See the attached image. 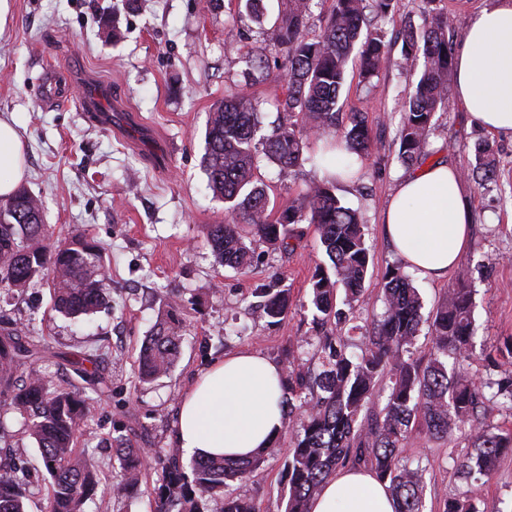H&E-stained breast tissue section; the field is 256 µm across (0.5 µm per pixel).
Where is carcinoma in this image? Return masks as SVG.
Instances as JSON below:
<instances>
[{"mask_svg":"<svg viewBox=\"0 0 512 512\" xmlns=\"http://www.w3.org/2000/svg\"><path fill=\"white\" fill-rule=\"evenodd\" d=\"M380 14L393 8L394 0H333L321 33L305 37L311 0H287L271 40L281 51L276 67L287 78V92L277 100V120L268 135L264 115L240 90H230L210 112L204 169L208 186L225 204L222 224L207 227V240L220 265L238 271L248 268L252 244L262 242L288 252L295 226L315 225L328 264L318 265L310 280L314 319L323 324L339 316L336 298L344 289L345 302L357 300L364 288L372 258L362 217L336 196V176L314 182L277 215L268 210L266 186L256 176L259 154L291 171L317 156H304L311 139H336L356 162H363L372 147L362 112L347 114L345 125H336L342 108L340 94L351 56L359 61L365 87L376 88L377 77L390 57L385 35L369 28V3ZM429 5L425 25L403 33L406 55L420 53L422 70L401 108L398 158L406 165L426 159L425 147L433 130L435 112L450 107L448 79L453 71L452 43L448 30L453 21L444 10ZM265 48L248 52V78L259 82L268 75ZM487 141L474 147L475 162L465 175L483 185L495 180L496 166ZM45 224L41 200L24 186L14 189L0 208V286L25 288L37 280L52 286L53 309L65 316H90L106 304L108 272L103 249L88 233L75 231L65 240L52 241ZM264 314L274 322L288 314V289L258 288ZM385 312L365 337L361 353L349 351V337L336 330L323 344L322 370L314 376L317 391L303 395L309 373L308 360L299 351L288 355V415L302 416V432L289 449L286 470L289 495L285 512H308V503L336 468L353 462L386 481L397 502L396 512H423L422 469L403 461V448L420 429L435 439L451 440L454 429L475 422L478 409L497 402L512 409V378L494 383L474 382L468 375L448 369L444 358L471 350L476 335L472 292L468 274L461 270L448 294L427 317L430 347L416 358L411 352L422 322V301L399 265L384 276ZM181 308L174 298L152 334L142 345L135 377L150 383L168 374L181 351ZM46 343L27 341L18 330L0 332V405L19 414L41 453L51 477V494L43 512H83L84 501L97 490L104 497H124L140 486L145 457L125 438L116 440L122 469L117 482L104 481L98 460L77 451L78 432L93 398L106 380L100 369L89 371L74 361L81 383L56 384L32 365L47 357ZM389 384L383 385L384 378ZM388 390L385 403L374 398ZM473 452L461 465L468 477L489 478L501 456L512 451V432L475 429ZM275 450L270 446L248 460L224 457L195 459L186 474L176 450L168 452L162 483L155 489V512H200L199 500L224 492L227 482H246L249 475ZM28 495L16 469L0 465V512H28ZM221 512H259L245 493L224 496ZM442 512H476L471 499L444 500Z\"/></svg>","mask_w":512,"mask_h":512,"instance_id":"1","label":"carcinoma"}]
</instances>
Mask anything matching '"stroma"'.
<instances>
[{"label":"stroma","instance_id":"35a3bbf8","mask_svg":"<svg viewBox=\"0 0 512 512\" xmlns=\"http://www.w3.org/2000/svg\"><path fill=\"white\" fill-rule=\"evenodd\" d=\"M0 21V117L20 134L29 174L24 184L43 203L44 221L56 235L83 230L103 247L111 302L96 314L70 319L52 308L51 291L39 284L21 291L0 288V320L53 347L39 371L60 383L75 374L62 353L93 354L107 379L81 430L79 446L101 461L109 480L121 476L115 439L145 449L149 462L140 491L114 499L110 512H154V486L162 461L175 445L180 397L197 372L225 354L248 349L284 365L290 351L318 350L326 330L313 319L310 279L321 258L313 226L301 225L292 252L255 247L248 273L217 263L205 228L224 219V203L207 187L203 167L210 112L227 88L246 89L268 120L287 80L270 70L250 85L245 57L254 22L244 0H7ZM421 0H394L387 17H372L391 42L390 63L367 92L356 61H349L341 100L347 112L367 117L372 150L357 178L335 193L360 212L373 264L364 292L348 319L372 328L383 311L387 268L400 259L386 242L382 211L398 183L414 170L398 158L400 105L418 80L422 61L406 58L405 27L422 26ZM56 71L57 102L43 104L44 73ZM104 93L106 117L87 110L83 87ZM429 161L467 168L473 148L489 142L496 182L464 180L473 220L470 243L459 266L468 270L477 327L474 354L459 366L475 381L512 374V136L470 124L459 101L436 112ZM257 175L271 209H279L321 180L303 164L285 172L261 160ZM258 288H286L288 314L269 322L258 305ZM182 310V347L172 372L150 384L135 379V361L170 295ZM6 435L0 460L15 466L29 493L30 512H41L50 483L40 453L21 418L0 414ZM300 418L285 421L274 453L246 486L259 512H284L285 464ZM471 425L451 440L414 432L403 455L420 461L424 512H442L444 499L471 495L477 512H512V454L502 456L488 479H465L459 464L470 451Z\"/></svg>","mask_w":512,"mask_h":512}]
</instances>
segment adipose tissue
Segmentation results:
<instances>
[{"mask_svg":"<svg viewBox=\"0 0 512 512\" xmlns=\"http://www.w3.org/2000/svg\"><path fill=\"white\" fill-rule=\"evenodd\" d=\"M455 92L471 122L512 136V0H491L469 20L454 54ZM15 128L0 118V197L26 174ZM471 208L452 163L436 162L402 180L383 213L393 250L418 276L442 281L467 248ZM283 368L240 350L197 376L178 407L175 440L194 456L245 459L268 447L284 423ZM386 483L366 469H341L328 478L309 512H395Z\"/></svg>","mask_w":512,"mask_h":512,"instance_id":"adipose-tissue-1","label":"adipose tissue"}]
</instances>
